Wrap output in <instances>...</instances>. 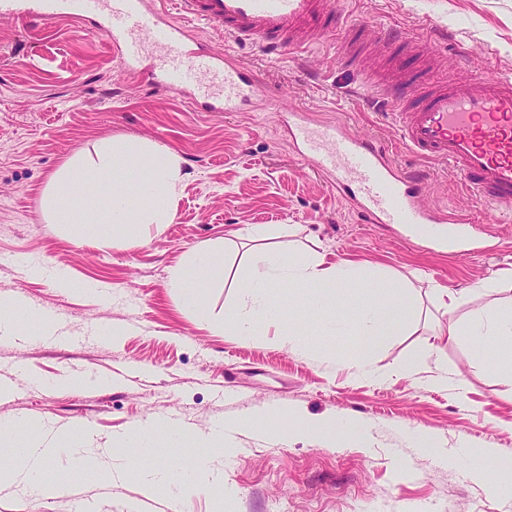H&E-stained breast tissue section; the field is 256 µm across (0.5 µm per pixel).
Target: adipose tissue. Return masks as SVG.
Masks as SVG:
<instances>
[{"label": "adipose tissue", "instance_id": "ef3b65f1", "mask_svg": "<svg viewBox=\"0 0 512 512\" xmlns=\"http://www.w3.org/2000/svg\"><path fill=\"white\" fill-rule=\"evenodd\" d=\"M248 237L254 245L238 259L250 277L241 300L224 308V332L230 336L248 338L263 336L278 321L282 310L274 303L273 293L284 285L304 288L308 295V309L318 315L328 307L330 299L339 290L357 286L366 290L367 301L354 310L350 329L354 335L369 336L376 340L400 334L414 312V301L408 291L399 292L392 300L375 298V285L367 280L359 265L350 261L326 263L319 255L301 256L269 245L267 232L252 229ZM216 254L212 249L196 250L191 261L172 270L171 287L181 292L184 305L200 319H207V307L198 290L201 280L210 278L217 271ZM447 341L468 340L479 342V357L512 376V309L479 315L467 322L449 321L445 332ZM69 429L64 425L41 428L39 435L29 444L20 467L14 468L9 478L13 483L26 484L45 494L65 492L66 484H47L39 479L48 460H66L71 471L85 467L82 449L67 445ZM141 493L150 496L159 481L174 483L180 494L187 495L207 488L216 494L224 492V473L213 466L211 459L201 460L194 478L185 479L171 469H144L140 471Z\"/></svg>", "mask_w": 512, "mask_h": 512}]
</instances>
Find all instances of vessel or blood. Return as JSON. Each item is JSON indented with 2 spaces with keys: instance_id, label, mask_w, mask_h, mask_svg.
Returning a JSON list of instances; mask_svg holds the SVG:
<instances>
[{
  "instance_id": "obj_1",
  "label": "vessel or blood",
  "mask_w": 512,
  "mask_h": 512,
  "mask_svg": "<svg viewBox=\"0 0 512 512\" xmlns=\"http://www.w3.org/2000/svg\"><path fill=\"white\" fill-rule=\"evenodd\" d=\"M169 13L154 0H0V15L19 20L65 19L75 28L94 21L124 67L156 87L181 91L203 111L243 112L284 93L263 85L243 62L207 47L183 17L202 20L268 52H301L349 22L334 0H174ZM417 67L394 68L372 82L370 97L399 124L418 158L450 166L476 198L512 214V78L425 84ZM282 118L293 144L333 189L353 201L372 224L435 227L434 244L448 241V218L419 198L425 174L403 170L372 139L338 121H312L307 109Z\"/></svg>"
}]
</instances>
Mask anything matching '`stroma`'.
Wrapping results in <instances>:
<instances>
[{"instance_id": "stroma-1", "label": "stroma", "mask_w": 512, "mask_h": 512, "mask_svg": "<svg viewBox=\"0 0 512 512\" xmlns=\"http://www.w3.org/2000/svg\"><path fill=\"white\" fill-rule=\"evenodd\" d=\"M349 22L407 33L404 64L435 56V80L512 76V0H339ZM191 33L237 56L260 82L283 89L285 102L317 121L339 120L381 143L389 159L425 170L421 202L457 219L486 224V239L453 234L433 246L432 227L411 233L367 224L325 178L296 153L277 105L250 112H198L183 94L158 89L127 72L103 37L67 24L25 26L0 17V297L15 296L30 314L16 335L0 339V421L24 419L0 433V470H10L41 426L70 428L69 442L97 452L91 470L67 477L69 493L46 495L0 481V512H72L73 497L96 512H170L168 484L142 499L138 473L110 484L113 455L131 453L142 466L187 470L210 454V435L224 424L225 494L181 500L179 512H512V485L491 492L470 476L469 445L485 442L512 461V381L497 374L467 342L441 345L448 315L436 287L467 288L512 270V219L462 191L447 165L422 162L402 144L396 121L374 111L363 84L383 55L368 37L357 66L338 60L331 39L294 54L274 55L203 24ZM103 138L144 140L177 154L183 179L174 218L131 247L96 245L47 223L42 200L69 159L92 157ZM256 225L274 243L327 261L350 260L392 298L411 281L416 312L399 335L370 355L372 374H350L365 337L349 332L350 290L332 309L336 333L314 334L300 289L284 286L286 313L264 336L225 335L224 304L234 291L222 275L199 290L210 309L199 320L169 285L172 269L200 246L219 247L226 261L251 248ZM66 280H59L58 270ZM421 271L422 280L411 278ZM57 326L43 333V315ZM308 332L301 350L287 333ZM416 360L417 374L397 373ZM451 387L433 384L437 365ZM309 424L333 417L322 438L285 433L283 412ZM166 415L187 429L179 443L158 434L151 448H131V425ZM245 417L255 428L235 432ZM438 443L418 445L412 429Z\"/></svg>"}]
</instances>
